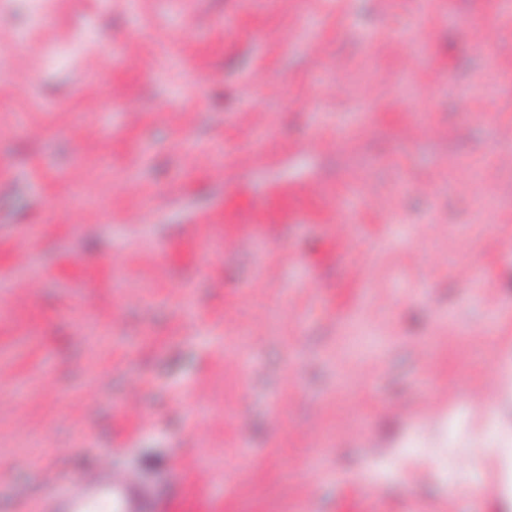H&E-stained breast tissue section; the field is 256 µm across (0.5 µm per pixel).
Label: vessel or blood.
Listing matches in <instances>:
<instances>
[{
	"label": "vessel or blood",
	"mask_w": 512,
	"mask_h": 512,
	"mask_svg": "<svg viewBox=\"0 0 512 512\" xmlns=\"http://www.w3.org/2000/svg\"><path fill=\"white\" fill-rule=\"evenodd\" d=\"M44 512H164L161 494L104 465L60 488Z\"/></svg>",
	"instance_id": "vessel-or-blood-1"
}]
</instances>
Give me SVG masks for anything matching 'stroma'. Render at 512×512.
<instances>
[{"label": "stroma", "mask_w": 512, "mask_h": 512, "mask_svg": "<svg viewBox=\"0 0 512 512\" xmlns=\"http://www.w3.org/2000/svg\"><path fill=\"white\" fill-rule=\"evenodd\" d=\"M41 6L0 0V512L105 460L168 512H512V0Z\"/></svg>", "instance_id": "obj_1"}]
</instances>
